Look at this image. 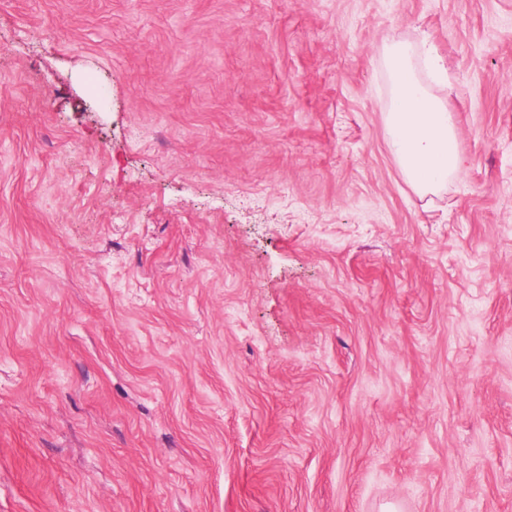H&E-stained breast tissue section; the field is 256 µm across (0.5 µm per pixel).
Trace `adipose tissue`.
<instances>
[{
  "mask_svg": "<svg viewBox=\"0 0 512 512\" xmlns=\"http://www.w3.org/2000/svg\"><path fill=\"white\" fill-rule=\"evenodd\" d=\"M387 63L393 85L384 116L389 151L414 190L435 191L463 167L452 116L417 77L409 44L392 43Z\"/></svg>",
  "mask_w": 512,
  "mask_h": 512,
  "instance_id": "1",
  "label": "adipose tissue"
}]
</instances>
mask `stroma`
<instances>
[{"mask_svg":"<svg viewBox=\"0 0 512 512\" xmlns=\"http://www.w3.org/2000/svg\"><path fill=\"white\" fill-rule=\"evenodd\" d=\"M0 512H512V0H0ZM387 63L393 85L384 116L389 151L414 190L433 192L463 167L451 113L417 77L409 44L392 43Z\"/></svg>","mask_w":512,"mask_h":512,"instance_id":"35a3bbf8","label":"stroma"}]
</instances>
